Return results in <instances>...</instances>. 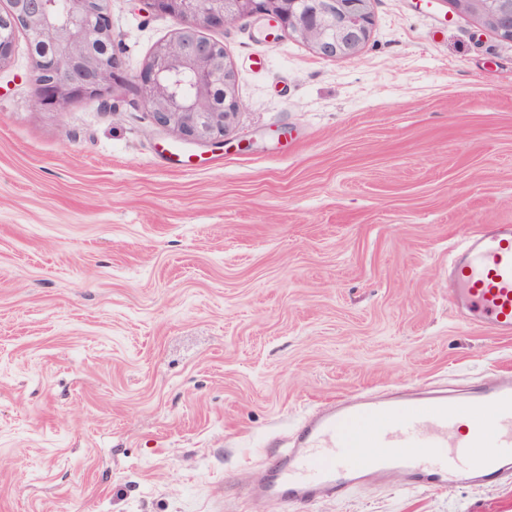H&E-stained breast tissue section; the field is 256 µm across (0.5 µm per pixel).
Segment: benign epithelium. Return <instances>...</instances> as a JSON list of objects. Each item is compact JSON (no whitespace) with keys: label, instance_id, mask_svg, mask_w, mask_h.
Masks as SVG:
<instances>
[{"label":"benign epithelium","instance_id":"benign-epithelium-1","mask_svg":"<svg viewBox=\"0 0 512 512\" xmlns=\"http://www.w3.org/2000/svg\"><path fill=\"white\" fill-rule=\"evenodd\" d=\"M150 10L176 21L139 73L128 77L113 51L108 0H9L0 18V66L9 61L16 32L47 48L35 57V104L106 101L111 88L139 95L156 126L185 142L222 145L242 104L224 46L205 35L242 20L268 21L308 43L320 56L355 59L373 25L372 0H146ZM461 11L503 38L512 37V0H454ZM222 92V104L215 102Z\"/></svg>","mask_w":512,"mask_h":512}]
</instances>
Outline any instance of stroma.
Here are the masks:
<instances>
[{"instance_id":"35a3bbf8","label":"stroma","mask_w":512,"mask_h":512,"mask_svg":"<svg viewBox=\"0 0 512 512\" xmlns=\"http://www.w3.org/2000/svg\"><path fill=\"white\" fill-rule=\"evenodd\" d=\"M137 74L176 23L109 0ZM358 57L243 21L208 36L242 110L185 144L140 97L35 106L0 66V512H512V484L393 475L253 499L286 436L366 389L512 372L448 299L453 247L512 224V40L451 0H373Z\"/></svg>"}]
</instances>
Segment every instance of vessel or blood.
<instances>
[{
    "instance_id": "vessel-or-blood-1",
    "label": "vessel or blood",
    "mask_w": 512,
    "mask_h": 512,
    "mask_svg": "<svg viewBox=\"0 0 512 512\" xmlns=\"http://www.w3.org/2000/svg\"><path fill=\"white\" fill-rule=\"evenodd\" d=\"M450 297L470 322L512 337V224L469 237L450 263ZM394 472L411 487L512 480V376L461 394L369 391L326 404L298 426L286 462L250 496L311 503Z\"/></svg>"
}]
</instances>
